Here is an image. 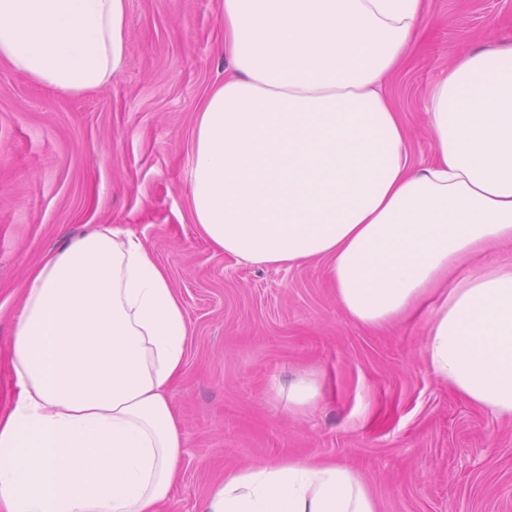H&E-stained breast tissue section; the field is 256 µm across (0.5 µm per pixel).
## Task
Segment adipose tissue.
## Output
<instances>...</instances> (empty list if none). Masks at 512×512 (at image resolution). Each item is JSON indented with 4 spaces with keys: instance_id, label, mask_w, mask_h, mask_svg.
<instances>
[{
    "instance_id": "ef3b65f1",
    "label": "adipose tissue",
    "mask_w": 512,
    "mask_h": 512,
    "mask_svg": "<svg viewBox=\"0 0 512 512\" xmlns=\"http://www.w3.org/2000/svg\"><path fill=\"white\" fill-rule=\"evenodd\" d=\"M127 0H0V58L76 94L129 52ZM428 0H222L231 70L197 112L190 218L255 266L327 262L343 310L378 329L427 317L422 359L512 420V45L458 56L431 89L435 150L414 160L384 91ZM189 326L169 273L102 226L47 253L11 333L19 388L0 414V512H160L183 463L169 397ZM202 512H378L329 458L232 470Z\"/></svg>"
}]
</instances>
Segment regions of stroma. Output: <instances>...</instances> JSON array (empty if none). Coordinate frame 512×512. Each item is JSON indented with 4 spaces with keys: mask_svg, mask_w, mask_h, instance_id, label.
I'll list each match as a JSON object with an SVG mask.
<instances>
[{
    "mask_svg": "<svg viewBox=\"0 0 512 512\" xmlns=\"http://www.w3.org/2000/svg\"><path fill=\"white\" fill-rule=\"evenodd\" d=\"M431 13L445 25L386 87L418 161L433 153L427 97L452 56L512 43V0H431ZM127 37L123 67L80 94L0 59V414L18 395L10 341L30 269L112 224L166 267L190 328L170 390L183 468L163 512H201L228 470L317 456L356 469L379 512H512V423L431 375L425 319L368 329L339 305L325 262L246 265L191 223L195 117L228 65L221 0H127ZM307 371L323 397L290 412L277 388Z\"/></svg>",
    "mask_w": 512,
    "mask_h": 512,
    "instance_id": "35a3bbf8",
    "label": "stroma"
}]
</instances>
